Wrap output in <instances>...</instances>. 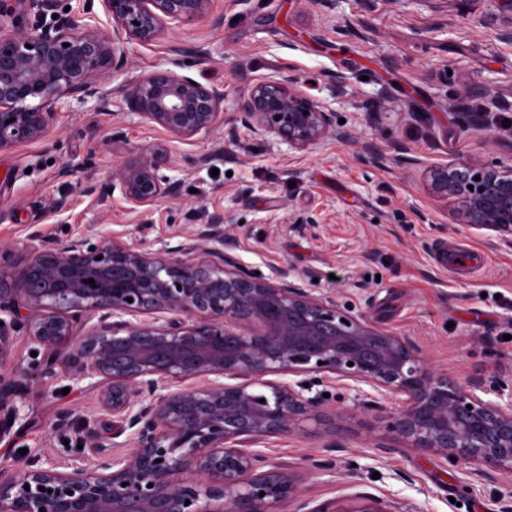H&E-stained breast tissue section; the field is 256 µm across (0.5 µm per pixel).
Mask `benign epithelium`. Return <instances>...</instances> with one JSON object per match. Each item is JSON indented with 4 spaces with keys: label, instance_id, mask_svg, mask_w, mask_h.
<instances>
[{
    "label": "benign epithelium",
    "instance_id": "obj_1",
    "mask_svg": "<svg viewBox=\"0 0 512 512\" xmlns=\"http://www.w3.org/2000/svg\"><path fill=\"white\" fill-rule=\"evenodd\" d=\"M101 2L110 32L93 15L82 25L37 24L0 36V151L44 139L69 97L107 98L100 80L125 71V41L152 43L205 17L213 0ZM307 89L292 75L263 80L237 98L235 120L256 138L272 134L296 150L348 138ZM117 92L179 138L207 134L223 120L224 92L171 70ZM481 96L487 113L506 106L490 84ZM166 166L164 148L146 147L115 178L130 203L145 206L175 194L160 173ZM435 183L456 199L461 223L499 231L512 244V172L472 161L438 170ZM287 277L283 271L279 282L268 281L219 249L190 245L154 255L113 240L91 250L80 240L39 245L17 270L1 271L0 365L11 363L21 332L55 354L74 343L79 376L109 381L101 403L114 418L111 437L131 429L134 448L118 454L100 439L89 469L34 462L0 469V512H400L370 495L311 508L293 468L252 450L290 433L319 405L302 394L301 382L265 379L283 372L365 383L380 394L376 409L398 402L391 428L411 447L512 474V384L450 382L403 337ZM90 312L171 318L115 321L76 335L75 324ZM208 376L202 385L157 393L161 384ZM491 392L496 399H484Z\"/></svg>",
    "mask_w": 512,
    "mask_h": 512
}]
</instances>
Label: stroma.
<instances>
[{"mask_svg":"<svg viewBox=\"0 0 512 512\" xmlns=\"http://www.w3.org/2000/svg\"><path fill=\"white\" fill-rule=\"evenodd\" d=\"M490 0H215L207 17L145 45L126 41L125 79L160 69L224 93V121L210 134L173 137L131 112L106 78V102L62 108L42 141L0 152V270L30 255L33 237L110 238L166 254L192 244L224 250L252 272L335 296L351 314L408 339L452 382L512 380V246L499 232L460 223L456 200L439 192L435 169L474 159L512 164V41L499 38ZM100 0H57L23 16L30 23H84ZM343 73L336 93L330 80ZM290 75L343 118L349 140L299 151L276 137L254 139L233 124L235 101L257 82ZM496 86L505 109L482 131L463 115L482 101L466 82ZM163 145L176 197L129 203L112 172L138 150ZM444 242L481 251L487 265L453 275L438 264ZM33 346L17 336L0 367V403L18 410L0 438V466L19 457L60 469L93 466L72 444L74 428L105 434L100 378L77 364L55 377L27 375ZM320 412L298 433L261 452L302 472L312 505L358 494L397 502L402 512H512V480L473 462L411 448L372 410L378 396L307 374Z\"/></svg>","mask_w":512,"mask_h":512,"instance_id":"1","label":"stroma"}]
</instances>
